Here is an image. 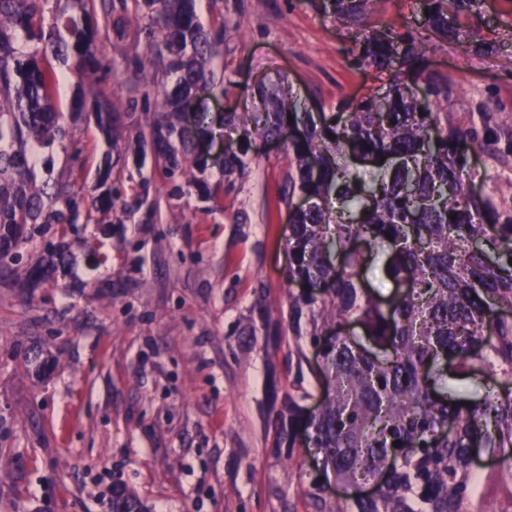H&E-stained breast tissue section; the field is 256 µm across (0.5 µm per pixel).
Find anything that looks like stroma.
<instances>
[{"instance_id": "1", "label": "stroma", "mask_w": 512, "mask_h": 512, "mask_svg": "<svg viewBox=\"0 0 512 512\" xmlns=\"http://www.w3.org/2000/svg\"><path fill=\"white\" fill-rule=\"evenodd\" d=\"M197 11L223 29L224 89L207 96L211 115L255 110L256 85L278 74L312 112L390 83L389 72L355 65L356 28L322 0H197ZM368 22L425 45L422 66L448 81L449 120L495 141L476 158L483 194L512 209V0H483L445 41L423 27L420 0H378ZM111 36V69L82 77L68 61L53 102L69 114L99 92L122 114L126 139L148 140L158 107L138 84L163 73L150 52L159 33L116 5ZM479 41L493 52H476ZM73 132L54 150L55 174L68 175L79 153L85 198L110 156L125 205L108 216L111 265L87 267L99 237L90 225L71 240L72 275L55 273L30 298L0 284V512H111L116 483L150 512H304L309 453L276 455L269 426L274 393L288 389L285 143L252 141V172L234 185L209 170L204 201L108 150L87 116ZM104 281L111 297L98 289ZM261 294L270 326L250 344L240 330ZM37 351L58 360L48 374L35 371Z\"/></svg>"}]
</instances>
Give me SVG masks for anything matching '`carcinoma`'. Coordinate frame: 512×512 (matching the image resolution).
I'll list each match as a JSON object with an SVG mask.
<instances>
[{"mask_svg": "<svg viewBox=\"0 0 512 512\" xmlns=\"http://www.w3.org/2000/svg\"><path fill=\"white\" fill-rule=\"evenodd\" d=\"M160 29L164 73L174 82H145L161 117L149 148L131 151L145 165L151 152L167 177L205 196L211 167L226 181L250 173V140L278 139L288 128L282 201L308 199L290 211L288 356L297 376L273 420V447L293 452L306 440L322 457L307 473L311 512H502L469 504L478 495L474 448H497L512 473V391L491 388L469 401L456 383L475 378L512 381V210L500 211L471 186L485 179L471 155L494 140L448 123L439 110L448 82L414 66L424 48L412 33L365 30L357 62L392 72V83L336 112H309L286 96L277 75L259 89V112H226L220 120L197 106L217 85L224 65L222 39L206 29L196 0H135ZM369 0H327L336 19L362 24ZM423 26L446 40L459 32L477 0H421ZM102 12L103 31L67 16L70 6ZM112 5L97 0H0V281L38 288L69 258L65 239L78 233L77 193L70 179L38 178L36 159L70 137L52 103L55 72L40 61L70 55L90 72L110 68L104 54ZM95 119L109 146L122 120L97 98ZM224 128V159L208 161L196 140L213 125ZM106 170L87 200L93 212L119 197ZM43 241L33 263L14 267L17 248ZM112 260L99 247L86 263ZM371 268L400 292L383 300L364 285ZM349 322L382 350L370 355L351 334L331 335ZM320 358L329 391L310 408L320 374H303L305 346ZM454 431L442 433L448 421ZM399 445H394V442ZM371 479L378 493L357 487ZM342 482L353 494L334 503L320 491ZM112 512H146L139 499L112 486Z\"/></svg>", "mask_w": 512, "mask_h": 512, "instance_id": "obj_1", "label": "carcinoma"}]
</instances>
